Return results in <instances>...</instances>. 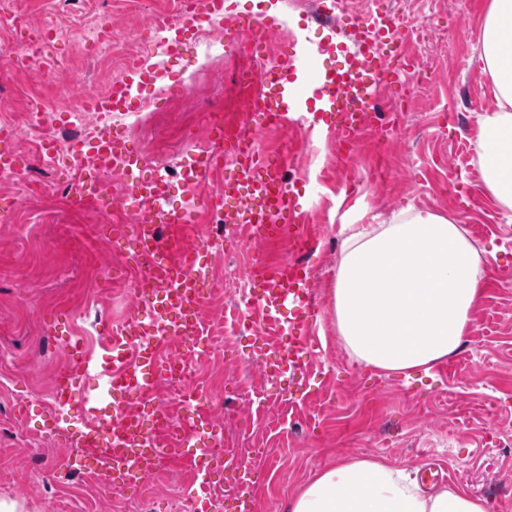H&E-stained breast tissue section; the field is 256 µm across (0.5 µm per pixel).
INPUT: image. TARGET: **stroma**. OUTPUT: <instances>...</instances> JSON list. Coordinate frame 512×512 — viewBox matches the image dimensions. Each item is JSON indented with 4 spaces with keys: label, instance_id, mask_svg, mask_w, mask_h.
I'll return each mask as SVG.
<instances>
[{
    "label": "stroma",
    "instance_id": "1",
    "mask_svg": "<svg viewBox=\"0 0 512 512\" xmlns=\"http://www.w3.org/2000/svg\"><path fill=\"white\" fill-rule=\"evenodd\" d=\"M175 0H13L26 16L18 36L54 27L53 69L42 75L24 60L0 52V114L17 115L27 130L17 141L31 156L48 128L30 121L35 108L51 109L80 88L104 91L127 58L151 57L154 17L175 18ZM229 16L267 15L276 8L275 47L294 41L333 42L351 48V19L381 10L401 11L412 23L436 28L430 45L408 42L407 51L425 63L432 81L407 86L408 113L394 122L378 113L386 130L382 146L364 142L345 162L336 159V140L326 127L299 125L302 146L287 167L297 210L321 234L309 259V275L320 311L312 324L315 350L299 384L262 376L261 349L280 344L255 323L238 322L236 310L253 303L255 290L241 278L249 255L260 252L246 236L218 238L209 261L223 278L224 294L209 297L214 348L196 381L218 392L225 378L236 381L224 394L226 408L248 421L246 442L261 449L260 479L251 512H286L297 489L322 468L347 457L382 460L393 468L434 467L441 486L487 500L489 512H512V491L498 490L512 474V214L504 212L479 183L473 122L495 110L489 75L479 59L489 0H344L336 29L320 26L301 0H226ZM203 44L191 36L180 55L164 60L167 81L190 85L188 99L159 95L145 87L140 96L152 113L140 125L132 116L116 121L123 138L151 162L178 163L193 152L186 140L208 134L212 112L236 113L243 106L241 71L249 56L228 53L202 81L190 83ZM429 210L465 228L477 248L494 250L484 265L475 330L462 348L412 378L387 375L354 361L333 325L332 288L340 261L342 225L387 224L401 209ZM103 214L79 212L51 197L36 198L0 223V499L18 501L21 512H124L131 493L100 500L81 482L46 483L38 488L28 473L41 456L72 453L64 439L44 429L41 417L12 424L3 410L16 397L47 404L53 375L67 364L64 340L85 337L96 356L107 353L106 325L126 314L131 285L117 278L122 259L102 230ZM64 307L67 324L46 321ZM147 512H194L178 504L186 479L153 476Z\"/></svg>",
    "mask_w": 512,
    "mask_h": 512
}]
</instances>
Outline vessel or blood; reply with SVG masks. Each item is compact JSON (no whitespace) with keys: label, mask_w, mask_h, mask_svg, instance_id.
Wrapping results in <instances>:
<instances>
[{"label":"vessel or blood","mask_w":512,"mask_h":512,"mask_svg":"<svg viewBox=\"0 0 512 512\" xmlns=\"http://www.w3.org/2000/svg\"><path fill=\"white\" fill-rule=\"evenodd\" d=\"M206 28L223 32L226 43L251 50L269 48L276 32L274 24L261 17L227 18L224 0L191 2L179 22L167 29L166 55L179 53L186 34ZM349 35L355 49L336 69L311 71L316 57L334 53L335 44L323 42L314 48L301 44L280 51L264 71L245 78L243 110L251 121L247 137L231 133L223 113H211L206 142L181 165V205L171 204L172 184L166 175L150 171L148 160L127 146L117 129H105L79 146L68 174L69 188L60 200L66 205L77 200L107 201L114 241L129 237L136 245L127 272L136 285L137 300L120 326L106 330L111 358L96 362L80 340L67 342L70 363L55 379L50 418L51 430L57 434L62 431L63 414L76 412L84 422L78 440L86 453L71 458V467L91 474L102 455L111 454L109 482L134 489L149 474L155 458L165 452L179 456L178 448L164 452L153 445L156 428L151 420L160 411L152 406V390L156 381L182 366L191 345L201 340L209 249L201 230L204 215L222 212L225 223L243 225L251 240L265 244L289 239L305 252L315 250L317 229L296 214L293 188L284 178L287 158L299 147L292 130L294 116L307 112L326 124L343 156L358 142H382L383 134L368 120L375 113L380 86L397 79L391 62L406 39L386 17L353 21ZM307 75L314 84L308 98L302 93ZM147 86L163 95L176 90L167 83L162 65L142 61L120 74L109 92L81 97L80 107L87 112H131ZM270 130L284 135L280 149L273 153L261 147L263 134ZM17 138V131L0 132L1 176L11 177L23 169ZM111 170L126 177L125 192L118 200L105 181ZM246 277L261 286L254 304L255 323L268 334L288 339L287 345L276 347L263 360L264 375L277 379L301 374L305 357L313 351L311 325L318 314L303 261L290 259L272 267L260 258L247 268ZM291 306L296 309L294 317L282 321L283 309ZM83 377L91 379V386L80 385ZM105 397L112 400L108 413L99 408ZM184 419L189 426L183 439L187 446L214 425L207 405L196 397L187 402ZM223 461V454L211 443L188 457L197 500L208 498L211 475ZM236 464V491L251 497L257 485L251 459L242 456Z\"/></svg>","instance_id":"b4317fda"}]
</instances>
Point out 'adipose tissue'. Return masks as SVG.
I'll list each match as a JSON object with an SVG mask.
<instances>
[{"instance_id": "ef3b65f1", "label": "adipose tissue", "mask_w": 512, "mask_h": 512, "mask_svg": "<svg viewBox=\"0 0 512 512\" xmlns=\"http://www.w3.org/2000/svg\"><path fill=\"white\" fill-rule=\"evenodd\" d=\"M512 0H490L480 60L496 109L478 115L474 147L483 188L512 212ZM333 288L336 333L350 357L383 373L431 370L474 327L483 258L464 228L429 211L388 224H349ZM289 512H487L484 500L369 458L327 467L291 498Z\"/></svg>"}]
</instances>
